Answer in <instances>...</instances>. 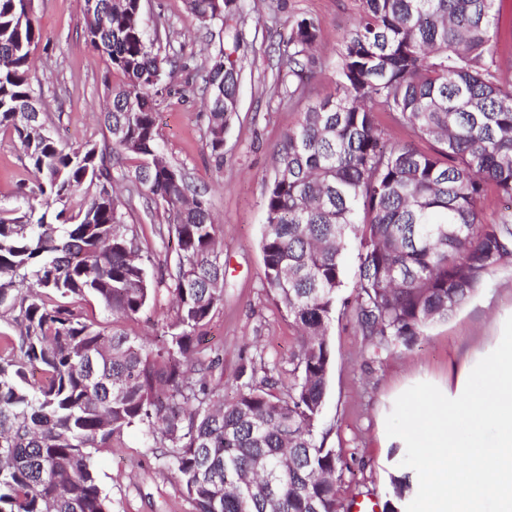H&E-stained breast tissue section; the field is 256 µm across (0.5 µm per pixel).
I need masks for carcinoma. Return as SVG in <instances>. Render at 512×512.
<instances>
[{"instance_id": "cac0c4a2", "label": "carcinoma", "mask_w": 512, "mask_h": 512, "mask_svg": "<svg viewBox=\"0 0 512 512\" xmlns=\"http://www.w3.org/2000/svg\"><path fill=\"white\" fill-rule=\"evenodd\" d=\"M242 0H186L196 19L232 28ZM495 0H363L336 65V94L302 113L275 147L261 237L265 285L300 329L284 393L242 367L224 396V349L202 347L223 306L219 225L205 192L166 160L156 114L176 68L142 0H85L86 43L118 76L100 113L103 145L66 147L35 97L38 39L26 0H0V129L16 135L38 179L23 206L0 211V512H112L92 451L141 426L173 470L193 512H345L341 462L319 431L332 365L329 330L342 311L381 351H410L454 316L497 269L512 264V217H486L488 191L512 200V82L499 74ZM320 23L292 25L288 75L312 71ZM232 46L203 68L207 138L224 158L242 69ZM388 114L406 129L396 140ZM434 144L421 152L414 140ZM126 186L127 196L113 184ZM83 194L85 206L70 212ZM176 239L174 263H155L133 199ZM352 292L339 298L346 256ZM165 286L175 300L161 343L118 326ZM96 302L112 316H89ZM397 512L409 475L392 477Z\"/></svg>"}]
</instances>
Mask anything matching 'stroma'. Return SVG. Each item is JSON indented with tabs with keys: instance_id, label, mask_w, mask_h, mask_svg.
<instances>
[{
	"instance_id": "35a3bbf8",
	"label": "stroma",
	"mask_w": 512,
	"mask_h": 512,
	"mask_svg": "<svg viewBox=\"0 0 512 512\" xmlns=\"http://www.w3.org/2000/svg\"><path fill=\"white\" fill-rule=\"evenodd\" d=\"M143 18L169 22L177 68L157 119L166 156L195 184L206 188L220 226L224 257V305L206 327L224 346V387L236 386L241 364L270 370L287 380L294 363L297 330L267 292L260 240L266 214L264 191L274 174V148L309 104L336 93L337 54L355 24L362 0H244L238 27L249 46L239 54L243 78L239 105L224 135V159L211 156L204 136L206 108L200 69L218 50L207 27L191 16L185 0H143ZM84 0H34L41 33L34 51L33 86L48 113V129L63 144L102 142L96 114L109 95L103 59L83 31ZM320 23L317 73L302 95L276 93L273 77L285 60L282 49L295 19ZM36 178L25 152L0 130V208L22 205ZM512 316V267L492 274L487 285L453 318L435 324L412 351L371 358L354 325L337 317L330 330L333 362L322 416L329 446L343 464L336 472L343 500L371 497L385 502L391 478L401 470L392 451L386 418L409 387L429 382L455 391L463 365H476L501 341ZM112 512H192L177 476L163 469L140 427L124 431L93 457Z\"/></svg>"
}]
</instances>
